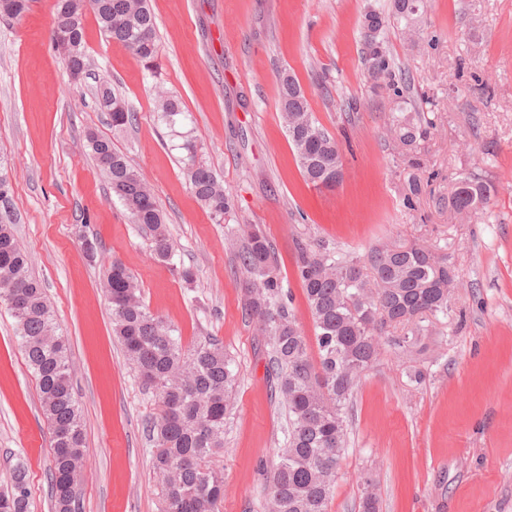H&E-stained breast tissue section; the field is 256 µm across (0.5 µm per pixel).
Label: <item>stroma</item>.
I'll return each instance as SVG.
<instances>
[{
  "mask_svg": "<svg viewBox=\"0 0 512 512\" xmlns=\"http://www.w3.org/2000/svg\"><path fill=\"white\" fill-rule=\"evenodd\" d=\"M390 0H151L160 77L86 17L93 77L73 81L51 44L56 0H33L0 21V152L8 158L15 227L32 270L70 342L88 469L82 512H161L147 425L155 397L112 334L102 266L120 258L151 312L183 347L215 339L239 372L225 427L221 512H265L263 483L278 463L285 413L272 388L262 336L247 317L231 232L261 225L305 333L313 320L296 276L298 243L340 253L384 243H433L456 267L447 316L422 352L396 346L390 329L347 408L349 440L329 512H361L373 482L379 512H512V0H426L416 37L389 30L405 70L402 97L371 87L362 60L370 4ZM293 75L316 119L336 136L342 180L307 182L279 107V75ZM105 77L137 115L113 132L96 103ZM182 101L205 160L235 200L214 223L191 191L156 112L157 86ZM433 120L415 158L384 132L394 105ZM94 129L112 138L152 188L176 252L150 259L148 240L112 196L85 147ZM495 188L489 208L459 215L457 181ZM97 244L88 258L83 239ZM192 268L193 284L179 276ZM424 377L414 381V370ZM24 460L30 512H51V438L35 381L0 304V489Z\"/></svg>",
  "mask_w": 512,
  "mask_h": 512,
  "instance_id": "35a3bbf8",
  "label": "stroma"
}]
</instances>
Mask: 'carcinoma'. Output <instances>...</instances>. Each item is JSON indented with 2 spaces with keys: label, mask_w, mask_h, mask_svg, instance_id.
<instances>
[{
  "label": "carcinoma",
  "mask_w": 512,
  "mask_h": 512,
  "mask_svg": "<svg viewBox=\"0 0 512 512\" xmlns=\"http://www.w3.org/2000/svg\"><path fill=\"white\" fill-rule=\"evenodd\" d=\"M96 7L76 9L67 21L72 39L54 45L68 70L89 75L83 40L84 18L92 13L104 35L122 43L152 76L158 75L156 21L150 0H93ZM423 0H393L386 14L370 6L364 14L362 40L366 77L373 85L402 97L400 69L388 49L385 32L400 26L410 35L418 29ZM95 98L109 125L121 130L136 121L121 94L105 80L96 81ZM279 104L296 162L307 181L327 189L342 179L338 142L314 117L305 90L288 74L280 77ZM160 119L170 136L190 189L217 224L233 210L224 181L199 155L193 130L177 127L192 121L181 100L162 95ZM434 122L425 114L393 112L387 130L405 153L417 150ZM86 147L107 178L112 193L133 224L149 240L150 257L170 263L175 243L153 191L140 171L112 139L93 130ZM489 187L474 176L461 178L448 199L458 214L489 206ZM18 215L11 196H0V301L16 321V339L31 371L51 433L53 512H79L77 490L87 466L85 435L75 400L67 339L58 333L44 289L30 270L14 224ZM296 270L310 309L318 362L297 323L292 295L274 247L259 227L250 226L237 249L245 311L268 347V368L277 380L288 412L280 462L264 486L266 512H329L348 423L345 406L362 375L376 361L382 335L389 327L407 333L401 352L422 348L424 322L448 315V300L457 272L448 257L426 241L384 244L363 256L339 255L324 242H301ZM102 287L112 310V335L124 348L142 384L152 390L157 412L148 426L156 448L153 469L162 485V512H219L224 500V474L213 466L224 450V427L234 406L238 372L235 361L217 343L183 349L177 329L145 304L136 276L119 260L106 269ZM31 489L27 469L17 461L0 512H28Z\"/></svg>",
  "instance_id": "1"
}]
</instances>
